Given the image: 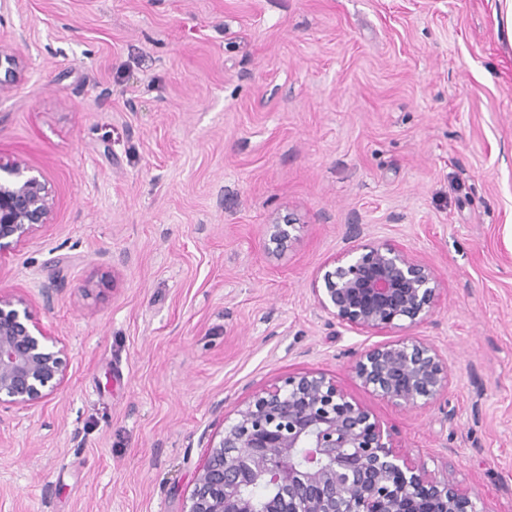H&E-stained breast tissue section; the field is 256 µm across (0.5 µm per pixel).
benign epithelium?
<instances>
[{
    "label": "benign epithelium",
    "mask_w": 512,
    "mask_h": 512,
    "mask_svg": "<svg viewBox=\"0 0 512 512\" xmlns=\"http://www.w3.org/2000/svg\"><path fill=\"white\" fill-rule=\"evenodd\" d=\"M19 54L0 48V89L15 85ZM43 172L0 159V255L53 221ZM269 253L296 240V224L267 225ZM313 288L342 325L397 339L357 354L350 368L395 405L416 410L448 388V361L404 334L428 320L445 291L435 268L408 247L369 241L324 269ZM68 349L33 320L28 299L0 289V408L30 409L59 393ZM196 471L182 512H480L448 479L413 465L384 436L371 410L312 370L266 385L224 416Z\"/></svg>",
    "instance_id": "1"
}]
</instances>
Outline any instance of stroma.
Returning <instances> with one entry per match:
<instances>
[{"mask_svg": "<svg viewBox=\"0 0 512 512\" xmlns=\"http://www.w3.org/2000/svg\"><path fill=\"white\" fill-rule=\"evenodd\" d=\"M491 2L0 0L24 65L0 158L56 200L0 289L69 352L60 393L0 410V512H181L223 414L309 370L512 512V50ZM368 239L447 286L411 330L448 361L421 409L350 368L386 335L317 305L322 267ZM296 230V224L290 218H273L270 224H267L269 245H274L268 247L269 253L274 257L285 253L296 240Z\"/></svg>", "mask_w": 512, "mask_h": 512, "instance_id": "35a3bbf8", "label": "stroma"}]
</instances>
